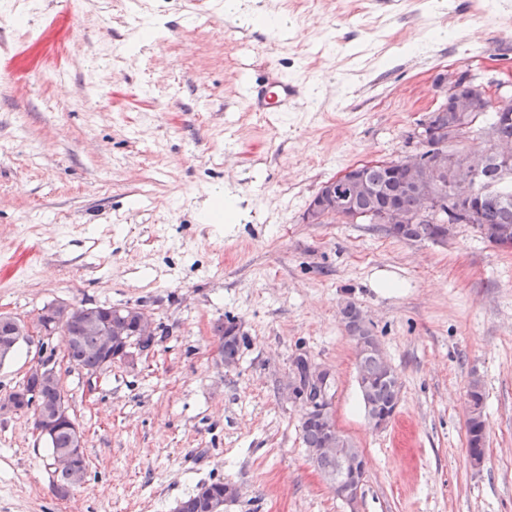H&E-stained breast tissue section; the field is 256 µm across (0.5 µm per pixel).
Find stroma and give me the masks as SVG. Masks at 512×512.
I'll use <instances>...</instances> for the list:
<instances>
[{"label":"stroma","instance_id":"35a3bbf8","mask_svg":"<svg viewBox=\"0 0 512 512\" xmlns=\"http://www.w3.org/2000/svg\"><path fill=\"white\" fill-rule=\"evenodd\" d=\"M0 0V313L144 305L164 334L87 383L31 337L0 392L51 357L85 433V482L56 487L33 410L0 411V512H175L237 484L224 512H347L310 462L296 355L330 370L336 423L370 462L358 512H512V249L308 224L322 185L423 151L449 72L512 82V0ZM301 87L249 112L248 75ZM360 308L401 384L367 421L341 309ZM245 344L225 368L217 324ZM479 380L486 460L467 458Z\"/></svg>","mask_w":512,"mask_h":512}]
</instances>
